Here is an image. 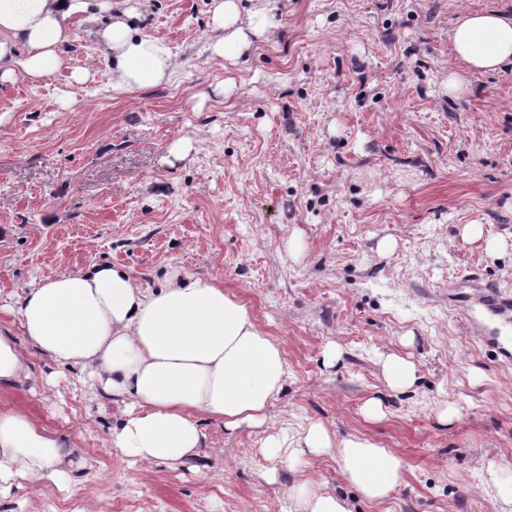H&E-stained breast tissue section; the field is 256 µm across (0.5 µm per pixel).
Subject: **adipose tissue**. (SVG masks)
Wrapping results in <instances>:
<instances>
[{"mask_svg": "<svg viewBox=\"0 0 512 512\" xmlns=\"http://www.w3.org/2000/svg\"><path fill=\"white\" fill-rule=\"evenodd\" d=\"M78 15L94 20L92 0H0V81L55 73ZM130 16L119 12L101 33L117 87L134 91L169 81L170 46L133 34ZM238 19L236 0H218L214 54L235 58L247 48ZM449 40L465 71L512 64L510 16L471 13L457 20ZM18 314L34 348L60 365L83 367L92 385L127 400L125 418L109 443L136 463L177 464L198 456L206 446L197 421L201 414L229 432L245 423L263 424L287 376L282 350L254 323L247 306L200 279L175 276L149 291L123 270L92 264L28 289ZM266 450L286 462L335 456L345 481L376 503L402 477L401 462L388 449L355 435L335 439L320 423L309 424L295 442L270 435ZM74 465L61 436L21 412L0 409V491L20 478L61 483ZM290 493L296 512H350L336 493L305 482Z\"/></svg>", "mask_w": 512, "mask_h": 512, "instance_id": "obj_1", "label": "adipose tissue"}]
</instances>
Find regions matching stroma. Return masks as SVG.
Returning <instances> with one entry per match:
<instances>
[{"label": "stroma", "mask_w": 512, "mask_h": 512, "mask_svg": "<svg viewBox=\"0 0 512 512\" xmlns=\"http://www.w3.org/2000/svg\"><path fill=\"white\" fill-rule=\"evenodd\" d=\"M127 5L169 44L170 81L118 88L103 21L79 17L58 73L0 82V336L30 373L0 387V407L89 462L60 487L22 480L0 512H294L300 480L351 512H512L483 485L490 461L512 483V366L443 294L471 269L512 288V65L448 93L454 21L512 16V0H240L239 26L256 12L264 26L233 59L209 49L214 0ZM94 262L145 289L179 275L245 303L288 365L265 423L230 434L200 416L207 446L178 465L110 448L121 399L34 348L16 313L27 288ZM390 354L414 363L412 386L388 388ZM313 422L400 459L386 501L364 499L336 457L266 454L269 434Z\"/></svg>", "instance_id": "obj_1"}]
</instances>
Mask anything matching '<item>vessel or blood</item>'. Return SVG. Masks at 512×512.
Here are the masks:
<instances>
[{
    "label": "vessel or blood",
    "mask_w": 512,
    "mask_h": 512,
    "mask_svg": "<svg viewBox=\"0 0 512 512\" xmlns=\"http://www.w3.org/2000/svg\"><path fill=\"white\" fill-rule=\"evenodd\" d=\"M448 308L465 315L471 336L499 364L512 365V291L478 273L448 283Z\"/></svg>",
    "instance_id": "1"
}]
</instances>
